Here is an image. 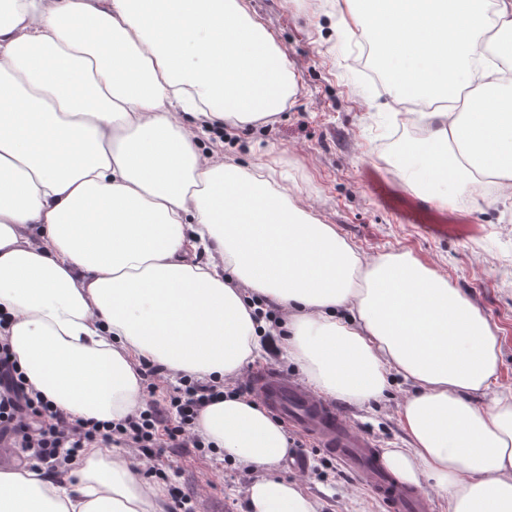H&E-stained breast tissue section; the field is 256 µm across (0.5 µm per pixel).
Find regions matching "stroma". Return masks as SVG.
Segmentation results:
<instances>
[{
    "label": "stroma",
    "instance_id": "stroma-1",
    "mask_svg": "<svg viewBox=\"0 0 512 512\" xmlns=\"http://www.w3.org/2000/svg\"><path fill=\"white\" fill-rule=\"evenodd\" d=\"M335 0H248L252 14L287 55L298 93L273 121L225 132L224 159L242 167L266 166L273 182L298 195L322 223L335 225L369 257L411 253L447 276L498 329V388L512 390V198L493 186L450 185L449 215L466 214L477 236L437 239L400 223L361 179L371 166L397 181L394 162L420 141L418 122L406 120L385 89L374 88L351 52L357 37L336 16ZM409 385L366 404L333 397L348 425L370 437L376 450L401 445L398 410ZM291 447L278 475L317 497L322 512H388L370 487L315 439L289 429ZM150 481L176 483L194 495L200 512H246L253 473L214 452L166 448L146 461Z\"/></svg>",
    "mask_w": 512,
    "mask_h": 512
}]
</instances>
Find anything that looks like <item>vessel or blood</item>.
I'll list each match as a JSON object with an SVG mask.
<instances>
[{
    "instance_id": "b4317fda",
    "label": "vessel or blood",
    "mask_w": 512,
    "mask_h": 512,
    "mask_svg": "<svg viewBox=\"0 0 512 512\" xmlns=\"http://www.w3.org/2000/svg\"><path fill=\"white\" fill-rule=\"evenodd\" d=\"M366 181L372 192L404 223L416 224L432 236L473 235L478 225L463 217L437 214L428 199L403 195L393 183L374 171ZM264 401L297 427L317 437L323 448L342 460L370 486L389 512H427L428 500L420 491L407 488L382 464L371 439L351 429L332 404L285 374L269 371L259 378Z\"/></svg>"
}]
</instances>
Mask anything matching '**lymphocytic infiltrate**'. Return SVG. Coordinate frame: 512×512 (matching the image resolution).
<instances>
[{
    "mask_svg": "<svg viewBox=\"0 0 512 512\" xmlns=\"http://www.w3.org/2000/svg\"><path fill=\"white\" fill-rule=\"evenodd\" d=\"M223 396L220 383L187 379L168 400L150 403L124 422L73 420L25 386L8 345H0V443L21 449L28 459L57 472L65 471L80 449L95 444L146 451L159 446L201 449L204 442L195 432L199 414Z\"/></svg>",
    "mask_w": 512,
    "mask_h": 512,
    "instance_id": "lymphocytic-infiltrate-1",
    "label": "lymphocytic infiltrate"
}]
</instances>
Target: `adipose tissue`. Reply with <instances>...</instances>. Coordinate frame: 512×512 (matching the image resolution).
I'll return each mask as SVG.
<instances>
[{
	"label": "adipose tissue",
	"instance_id": "ef3b65f1",
	"mask_svg": "<svg viewBox=\"0 0 512 512\" xmlns=\"http://www.w3.org/2000/svg\"><path fill=\"white\" fill-rule=\"evenodd\" d=\"M336 10L350 33H379L396 102L435 105L396 165L406 186L440 205L456 182L512 191V0ZM296 93L245 0H0V342L54 409L117 424L143 406L142 361L225 382L260 360L270 322L254 312L274 305L284 356L318 392L364 403L393 377L413 386L390 468L433 481L447 512H512L497 327L447 276L365 256L201 143ZM197 431L258 472L249 512H319L273 476L288 435L256 402L210 403ZM0 512H165V491L118 447H91L62 477L0 472Z\"/></svg>",
	"mask_w": 512,
	"mask_h": 512
}]
</instances>
